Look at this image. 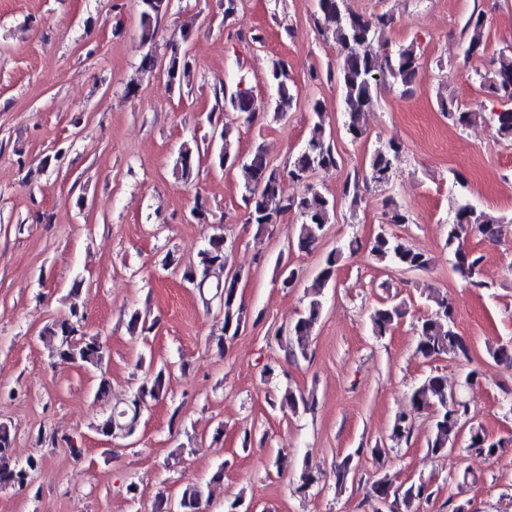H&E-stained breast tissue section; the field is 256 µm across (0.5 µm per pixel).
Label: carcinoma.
<instances>
[{
	"instance_id": "cac0c4a2",
	"label": "carcinoma",
	"mask_w": 512,
	"mask_h": 512,
	"mask_svg": "<svg viewBox=\"0 0 512 512\" xmlns=\"http://www.w3.org/2000/svg\"><path fill=\"white\" fill-rule=\"evenodd\" d=\"M154 9L149 11L140 5L141 40L154 43L156 24L171 8V0H153ZM315 27L331 32L332 38L340 47L339 58L333 67H327L326 79L336 80L343 96L342 127L353 142L366 135V113L375 105L378 93L383 86H401L410 89L418 70L421 55L414 45L392 46L386 38V30L392 23V16L385 12L364 17L353 12L347 0H316V10L312 17ZM465 55L477 56L484 51L486 44V22L482 13H472L464 22ZM190 37L189 28L181 30V41H171L164 47L165 69L163 77L167 83L177 89L188 87L193 82V67L187 51L182 44ZM268 79L275 89L273 98L268 102L270 109L277 113H286L296 107L299 90L291 84L286 66L282 62L273 65ZM480 87L486 89L502 103V109L496 112L495 126L503 139H512V47L498 52L494 68L481 76ZM440 112L453 123L462 127L472 124L477 113L464 110L454 100L442 97L438 101ZM312 112L307 139L293 161L285 168L274 165L267 157L262 146H257L245 159L239 158L234 117H244L251 124L259 118L258 106L248 90L240 86H229L214 93V105L207 115L208 123L219 126L220 145L213 152L212 163L220 168L235 166L243 177L245 219L244 223L256 227L261 232L276 224L288 214H293L300 225L297 239L289 246L302 252L312 251L319 243L326 225L336 216L337 202L315 187L307 194L295 196L286 190V182L303 181L319 170H328L340 166L341 157L336 151L331 128L327 127L321 102H310ZM402 152V142L390 137L379 142L368 159L365 178L378 185L389 183L394 163ZM208 153V142L193 136L182 142L174 171L180 178L189 180L200 159ZM512 222L504 216H493L474 206L465 194H460L454 217L448 223L447 245L452 253V270L467 284L477 288H490L482 279L483 255L467 251L457 242L469 231L475 229L486 240L493 241L498 236L499 225ZM371 256L378 263L401 272L417 273L428 270L432 259L424 252L403 244L398 237L382 229L368 241ZM233 245L224 242L222 228L211 234L206 244L197 252L195 259L186 263L171 255L164 258L163 268L175 272L191 271L199 275L197 286L199 293L214 287L207 281L209 272L226 264L232 253ZM343 248L332 249L325 257L320 270L306 287L307 305L298 318L286 329H278L275 340L287 360L306 357L307 341L323 312V299L334 281L336 263ZM224 314L222 336L232 339L245 328L252 318L249 308L234 297V284L223 287ZM431 314L421 317L415 325L418 336L415 353L424 360H435L444 356L467 358L470 348L466 340L455 330L453 307L444 294L430 297ZM405 315L400 302L385 303L374 309L371 315L373 331L382 337L391 331ZM83 314L71 307L66 317L48 325L44 335L56 340L55 353L62 360L70 361L80 367L91 368L99 373L95 396L99 399L109 395L110 379L105 364L109 359L106 345L98 336H89L81 332ZM158 320L150 317L147 310H134L127 322L128 330L133 334L148 333L157 326ZM148 362V368L140 382L130 394L125 408L97 423L94 429L98 435L109 439L121 435L125 428L134 424L143 404L164 398L167 384L174 370L185 371L186 366H175L171 362L145 360L138 357L136 367ZM268 404L273 408H288L293 413L311 411L316 405L312 393L288 389L276 398L268 395ZM421 410L432 413V432L427 440V452L433 456H443L455 449L464 427H469L468 448L488 457L495 458L504 448V440L491 439L482 426L474 423L475 416L464 401L448 390L447 379L439 374H430L410 395L409 408L401 411L391 426V438L409 440L412 415ZM14 434L11 428L0 424V488L23 487L32 484L34 476L41 470V459L30 457L18 461L12 456ZM325 474L304 467L300 475L299 493H306L324 480ZM427 484L412 483L406 487H396L387 477L375 480L370 494L377 499L393 497L408 505L422 499ZM210 498L200 485H188L176 497L162 492L157 494L156 512H204L209 507Z\"/></svg>"
}]
</instances>
